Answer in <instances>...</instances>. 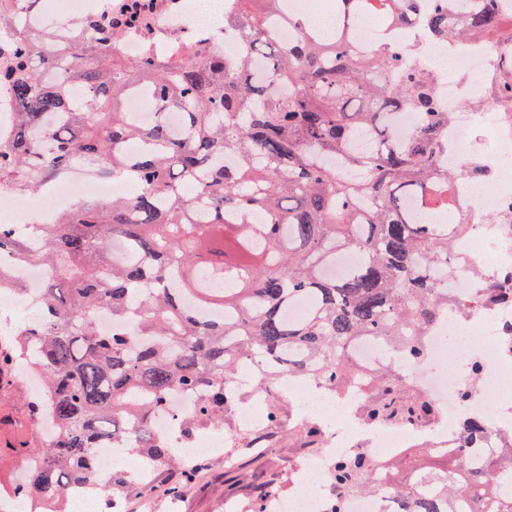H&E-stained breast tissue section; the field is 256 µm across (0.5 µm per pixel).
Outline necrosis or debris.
<instances>
[{
	"mask_svg": "<svg viewBox=\"0 0 512 512\" xmlns=\"http://www.w3.org/2000/svg\"><path fill=\"white\" fill-rule=\"evenodd\" d=\"M111 0H39L30 14L34 29H52L53 48L67 47L69 26L64 14L88 19L105 13ZM155 37L188 41L218 49L228 58H239L246 49L244 38L233 31L207 25L196 0H156ZM398 43L412 44L413 60L436 56L447 58V67L438 71L435 88L440 101L453 117L448 123V155L443 163L451 169L466 168L470 175L454 186L458 209L466 214L471 226L468 236L458 239V259L448 272V293L456 297L481 291L495 282L501 292L512 294V228L483 223V213L498 212L512 203V117L499 112L495 101H486L483 111L462 109V96L483 92L492 81L490 65L502 51L497 40L442 43L426 37L398 36ZM122 182L101 175L97 170L76 163L56 178L50 195L39 204L27 194L15 196L12 208L0 213L7 223L22 228L32 224H48L58 212L69 210L77 198L93 195L109 201L123 194ZM4 269L8 288L0 290V298L10 299L15 289L25 295L40 293L50 271L45 266L7 263ZM512 322V305L485 307L472 314L449 309L445 328L429 331L425 336L427 357L424 361L392 360L391 345L380 337H367L355 342L350 359L356 372L371 374L396 367L433 408L432 417L422 419L414 427L398 423H372L363 414L364 392L355 383L334 388L305 376L283 377L279 386L288 391L304 409L308 419L317 423L323 433V446L313 456L301 459L290 476L294 492L281 500L282 512H322L332 491L329 482L334 460L352 454L367 455L372 468L367 476L376 490L347 492L344 512H400V503L386 488L393 480L394 461L406 454L417 442H424L429 453L446 455L460 449L468 451V468L485 470L511 452L506 447L512 437V412L493 416L488 399L505 390L503 374L512 369V338L503 326ZM471 389L468 404L457 400L460 389ZM264 396L252 394L239 402L231 412L232 429L215 426L208 430L204 451L219 452L229 432L251 433L266 423ZM487 418L489 435L480 441H469L462 432L465 415Z\"/></svg>",
	"mask_w": 512,
	"mask_h": 512,
	"instance_id": "obj_1",
	"label": "necrosis or debris"
}]
</instances>
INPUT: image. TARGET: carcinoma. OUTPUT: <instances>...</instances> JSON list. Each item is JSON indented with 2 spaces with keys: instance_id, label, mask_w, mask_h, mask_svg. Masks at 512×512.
I'll list each match as a JSON object with an SVG mask.
<instances>
[{
  "instance_id": "cac0c4a2",
  "label": "carcinoma",
  "mask_w": 512,
  "mask_h": 512,
  "mask_svg": "<svg viewBox=\"0 0 512 512\" xmlns=\"http://www.w3.org/2000/svg\"><path fill=\"white\" fill-rule=\"evenodd\" d=\"M448 20V0H335L339 23L329 35L300 27L284 45L267 35L280 0H236L224 27L247 37L245 54L228 60L196 48L177 61L120 53L125 35H151V0H112L111 10L72 27L70 48L43 49L46 34L28 29L24 12L0 10V28L22 33L0 52V83L11 85L17 112L14 141L0 145V200L37 190L75 161L130 182L135 193L108 205L79 204L39 225L44 248L26 245L23 230L0 224V255L51 269L34 319L0 349V372L24 360L43 376L44 390L28 402L30 419L49 417L54 437L29 449L40 458L25 493L49 512H64V495L87 485L126 497L141 484L127 471L98 474L96 449L110 443L145 459L155 471H178L167 485L176 495L206 467L177 461L153 420L175 393L198 396L179 417L186 439L227 424L228 390L241 367L264 360L256 377L269 391L282 375L310 376L340 385L354 375L352 342L381 336L409 360L426 356L423 335L448 312L466 313L498 300L488 286L448 300L444 280L456 258L455 240L470 231L455 209L453 184L463 173L444 169L451 113L438 100L430 63L404 64V51H387L390 31L415 28L427 15L441 40H476L498 27L504 3L476 0ZM379 15L382 36L372 46L353 37L362 15ZM263 58L269 76L254 75ZM147 90L154 120L127 118L129 95ZM415 114L414 128L394 137L397 110ZM180 115L184 133L165 122ZM233 155L237 164H224ZM417 198L440 219L415 220ZM260 213L264 222L250 216ZM355 249L363 260L344 277L322 269ZM307 296L313 308L290 322L285 309ZM105 308L112 331L91 318ZM366 416L399 418L414 426L429 411L414 393H400V375H362ZM381 388L384 399L374 397ZM470 439L489 431L481 418L463 424ZM457 479L431 484L446 470L422 463L394 477L403 512H443L438 495L479 504L495 470L470 473L455 459ZM371 462L355 455L334 465L325 512H343V494L366 487ZM281 480L262 482L254 512H266Z\"/></svg>"
}]
</instances>
